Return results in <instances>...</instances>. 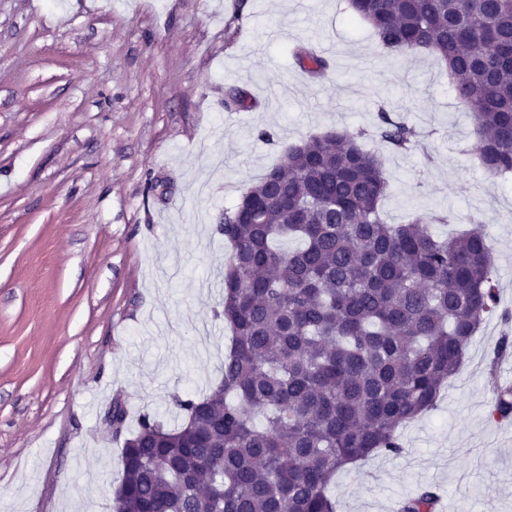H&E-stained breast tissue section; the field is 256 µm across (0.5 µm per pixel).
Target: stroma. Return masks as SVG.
<instances>
[{"label": "stroma", "mask_w": 512, "mask_h": 512, "mask_svg": "<svg viewBox=\"0 0 512 512\" xmlns=\"http://www.w3.org/2000/svg\"><path fill=\"white\" fill-rule=\"evenodd\" d=\"M317 38L335 55L312 82L289 49ZM233 87L254 107L225 110ZM383 111L410 150L381 141ZM336 127L383 155L385 222L481 228L512 310V179L482 168L444 66L388 55L348 0H0V512H111L113 400L126 431L171 427L172 394L220 382L217 226L288 146ZM502 330L482 325L401 455L337 473L336 512H397L423 484L447 512H512V422L488 417Z\"/></svg>", "instance_id": "35a3bbf8"}]
</instances>
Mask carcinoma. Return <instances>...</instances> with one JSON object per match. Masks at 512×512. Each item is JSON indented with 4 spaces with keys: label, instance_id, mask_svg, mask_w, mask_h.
I'll list each match as a JSON object with an SVG mask.
<instances>
[{
    "label": "carcinoma",
    "instance_id": "carcinoma-1",
    "mask_svg": "<svg viewBox=\"0 0 512 512\" xmlns=\"http://www.w3.org/2000/svg\"><path fill=\"white\" fill-rule=\"evenodd\" d=\"M394 58L445 63L449 90L474 122L481 166L512 173V0H349ZM301 72L327 76L313 46L293 50ZM252 106L230 90L228 111ZM397 150L412 128L380 111ZM361 135H311L224 212V377L203 397L174 394L170 428L143 415L125 440L116 512H336V473L372 454L397 456L398 429L435 405L486 319L498 312L496 266L476 227L442 237L448 216L387 224L382 155ZM293 240L294 249L278 243ZM512 353L505 331L490 367ZM490 419L512 421V385ZM430 485L399 512H434Z\"/></svg>",
    "mask_w": 512,
    "mask_h": 512
}]
</instances>
